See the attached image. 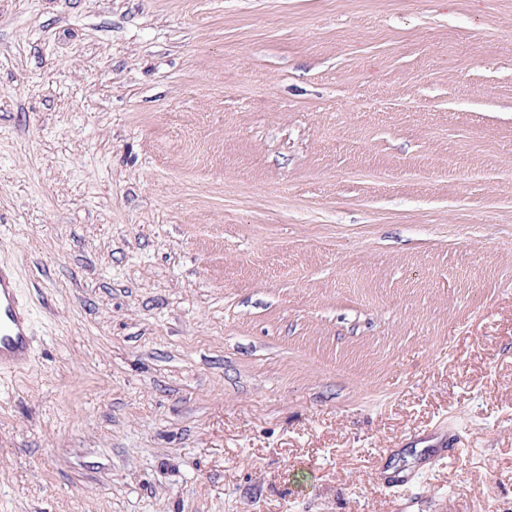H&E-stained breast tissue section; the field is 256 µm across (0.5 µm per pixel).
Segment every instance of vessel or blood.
Wrapping results in <instances>:
<instances>
[{
  "instance_id": "vessel-or-blood-1",
  "label": "vessel or blood",
  "mask_w": 512,
  "mask_h": 512,
  "mask_svg": "<svg viewBox=\"0 0 512 512\" xmlns=\"http://www.w3.org/2000/svg\"><path fill=\"white\" fill-rule=\"evenodd\" d=\"M35 324L23 304L14 268L0 263V374L27 367L35 357Z\"/></svg>"
}]
</instances>
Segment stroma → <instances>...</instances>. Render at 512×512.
<instances>
[{"label":"stroma","mask_w":512,"mask_h":512,"mask_svg":"<svg viewBox=\"0 0 512 512\" xmlns=\"http://www.w3.org/2000/svg\"><path fill=\"white\" fill-rule=\"evenodd\" d=\"M0 260V512H512V0H0ZM363 107L368 111L411 112L425 109L427 103L416 99H369ZM35 324L23 304L14 268L0 263V374L19 371L35 357Z\"/></svg>","instance_id":"1"}]
</instances>
